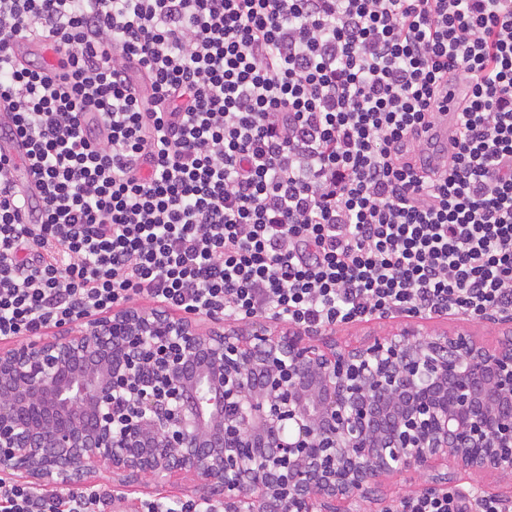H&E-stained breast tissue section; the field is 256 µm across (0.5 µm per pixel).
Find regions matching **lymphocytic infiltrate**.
<instances>
[{"mask_svg": "<svg viewBox=\"0 0 512 512\" xmlns=\"http://www.w3.org/2000/svg\"><path fill=\"white\" fill-rule=\"evenodd\" d=\"M459 80L440 170L422 134ZM0 111L30 160L19 184L0 153L1 338L138 299L305 328L512 310V0H0ZM0 512L112 497L12 485Z\"/></svg>", "mask_w": 512, "mask_h": 512, "instance_id": "1", "label": "lymphocytic infiltrate"}]
</instances>
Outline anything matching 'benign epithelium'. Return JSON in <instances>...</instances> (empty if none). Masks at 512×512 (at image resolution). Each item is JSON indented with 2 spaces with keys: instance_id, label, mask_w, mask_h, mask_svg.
<instances>
[{
  "instance_id": "benign-epithelium-1",
  "label": "benign epithelium",
  "mask_w": 512,
  "mask_h": 512,
  "mask_svg": "<svg viewBox=\"0 0 512 512\" xmlns=\"http://www.w3.org/2000/svg\"><path fill=\"white\" fill-rule=\"evenodd\" d=\"M491 349L406 324L357 347L123 306L0 348V475L51 492L189 474L224 512H357L398 473L512 472V313Z\"/></svg>"
}]
</instances>
